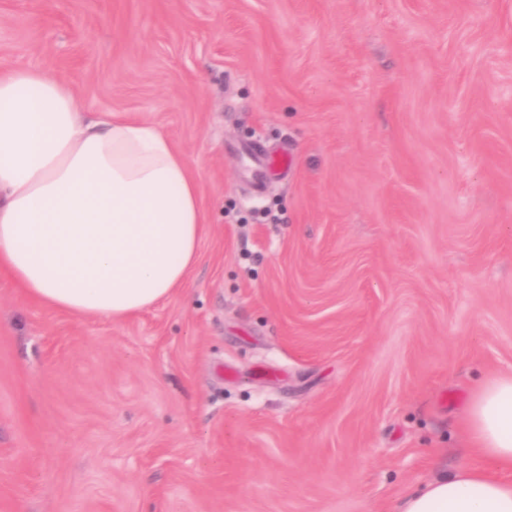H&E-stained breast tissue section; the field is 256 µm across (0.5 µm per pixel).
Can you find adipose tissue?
<instances>
[{
    "label": "adipose tissue",
    "instance_id": "ef3b65f1",
    "mask_svg": "<svg viewBox=\"0 0 512 512\" xmlns=\"http://www.w3.org/2000/svg\"><path fill=\"white\" fill-rule=\"evenodd\" d=\"M208 222L184 154L158 127L86 118L44 70L0 72V280L58 311L123 320L184 285ZM460 430L497 474L444 473L400 512H512V373L475 386Z\"/></svg>",
    "mask_w": 512,
    "mask_h": 512
}]
</instances>
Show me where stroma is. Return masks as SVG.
Returning <instances> with one entry per match:
<instances>
[{
	"mask_svg": "<svg viewBox=\"0 0 512 512\" xmlns=\"http://www.w3.org/2000/svg\"><path fill=\"white\" fill-rule=\"evenodd\" d=\"M210 218L119 322L0 282V512H398L512 371V0H0ZM288 157L255 185L248 145Z\"/></svg>",
	"mask_w": 512,
	"mask_h": 512,
	"instance_id": "stroma-1",
	"label": "stroma"
}]
</instances>
